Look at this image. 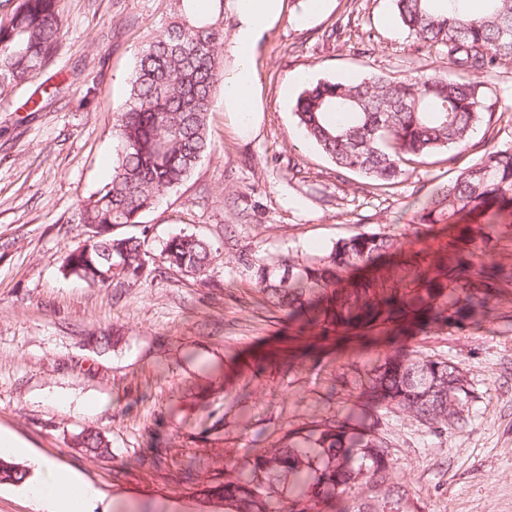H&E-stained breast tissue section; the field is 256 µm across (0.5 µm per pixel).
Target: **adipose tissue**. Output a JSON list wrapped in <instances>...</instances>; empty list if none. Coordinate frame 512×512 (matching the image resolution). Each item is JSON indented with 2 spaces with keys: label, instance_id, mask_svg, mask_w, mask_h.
<instances>
[{
  "label": "adipose tissue",
  "instance_id": "obj_1",
  "mask_svg": "<svg viewBox=\"0 0 512 512\" xmlns=\"http://www.w3.org/2000/svg\"><path fill=\"white\" fill-rule=\"evenodd\" d=\"M236 15L228 46L232 64L224 71V110L237 128L255 126L260 110V85L255 65L257 47L263 36L281 19L285 0H226ZM41 480L36 499L41 512H69L72 499L90 506L96 491L79 476L47 459H40Z\"/></svg>",
  "mask_w": 512,
  "mask_h": 512
}]
</instances>
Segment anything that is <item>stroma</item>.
<instances>
[{"instance_id":"obj_1","label":"stroma","mask_w":512,"mask_h":512,"mask_svg":"<svg viewBox=\"0 0 512 512\" xmlns=\"http://www.w3.org/2000/svg\"><path fill=\"white\" fill-rule=\"evenodd\" d=\"M60 10L63 41L41 77L68 81L66 96L38 112L26 105L29 86L0 100V433L29 450L0 456L26 471L23 482H0V512H37L22 491L37 479V457L99 490L93 512H226L206 492L216 475L237 477L247 449L273 448L286 431L371 413L343 374L396 349L448 359L477 401L456 433L383 414L390 485L423 512H512V288L461 327L424 325L409 311L335 330L264 302L239 262L246 253L314 259L358 232L406 233L414 205L478 155L483 129L455 164L432 155L382 192L337 174L298 130L294 104L320 79L444 72L447 55L405 31L392 0H333L304 25L284 16L258 47L259 125L236 132L215 97L214 155L143 218L155 262L176 234L211 242L217 257L205 282L170 271L117 298L62 264L87 234L71 215L111 174L114 117L144 41L168 21L166 0H60ZM455 77L479 85L502 114L497 142L512 143V62ZM461 231L439 224L407 234L405 252L387 257L380 275H403L407 253L422 248L439 265ZM106 331L104 349L96 338ZM85 429L108 440L111 455L80 454L72 437Z\"/></svg>"}]
</instances>
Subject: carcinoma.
<instances>
[{"instance_id": "1", "label": "carcinoma", "mask_w": 512, "mask_h": 512, "mask_svg": "<svg viewBox=\"0 0 512 512\" xmlns=\"http://www.w3.org/2000/svg\"><path fill=\"white\" fill-rule=\"evenodd\" d=\"M216 2L217 11L197 21L189 14L190 0H169L166 29L141 49L113 124L118 150L111 175L75 212L74 221L92 226V235L65 258L67 272L92 286L122 296L156 276L147 248L149 226L138 235L125 228L140 223L213 154L208 120L224 85V0ZM394 2L400 23L421 43L446 52L450 68L483 74L512 61V0ZM62 30L59 0H17L9 21L0 24V96L41 74L58 50ZM294 114L302 135L337 171L359 175L383 191L401 183L411 163L442 149L448 150V164H455L471 148L474 129L485 126L489 137L478 158L438 186L409 219L418 229L475 214L479 225L448 267L433 274L427 266L415 268L410 284L418 292L411 297L385 291L378 276L345 284L350 272L403 249L405 241L383 232L341 238L328 255L291 261L280 276L245 255L240 263L257 292L290 315L325 300L324 316L344 328L383 321L415 301L435 321L476 322L496 290L512 283V271L492 259L496 227L503 223L500 205L512 206V144L500 145L494 136L503 113L483 105L478 86L435 71L318 80L297 96ZM163 256L166 269L194 279L210 266L213 247L193 233H180L166 242ZM353 385L374 392L380 407L400 410L438 434L466 428L477 399L457 366L400 351L355 371ZM381 426L376 415L355 427L324 418L308 429L307 447L297 446L298 432L288 431L276 449L253 451L245 473L209 493L224 497L235 512H327L328 500L338 494L352 501L346 512H421L407 491L386 487L392 458ZM75 442L92 456L111 451L93 430L82 431ZM287 476L296 485L276 507L275 480ZM24 477L25 471L0 457V482Z\"/></svg>"}]
</instances>
